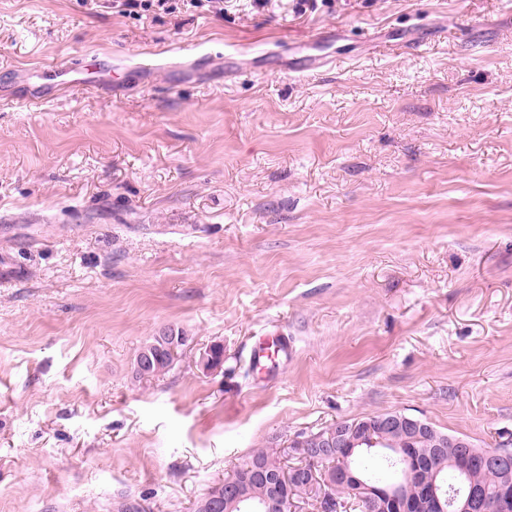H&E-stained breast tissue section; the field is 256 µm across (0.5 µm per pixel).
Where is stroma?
<instances>
[{
    "mask_svg": "<svg viewBox=\"0 0 512 512\" xmlns=\"http://www.w3.org/2000/svg\"><path fill=\"white\" fill-rule=\"evenodd\" d=\"M387 411L512 442V0H0V512ZM162 333V332H161ZM158 336H154L151 341L147 342L139 351V354L136 357V371L137 365L140 358V353L142 351H151L154 350L157 356L154 367H153V375H159L166 371L172 363V360L169 357L168 347L173 344L174 338L173 336H179L181 333L177 330V333L174 329H168L167 333L163 336L162 334ZM175 334V335H174ZM186 336H179V342L185 341Z\"/></svg>",
    "mask_w": 512,
    "mask_h": 512,
    "instance_id": "obj_1",
    "label": "stroma"
}]
</instances>
